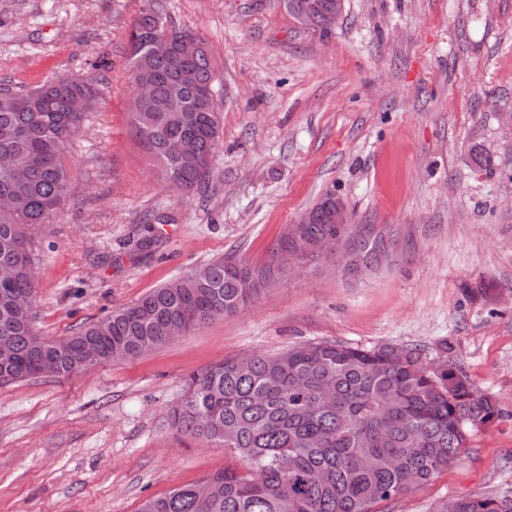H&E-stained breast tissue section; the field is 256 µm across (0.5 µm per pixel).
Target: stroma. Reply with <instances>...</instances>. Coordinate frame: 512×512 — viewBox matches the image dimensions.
Masks as SVG:
<instances>
[{
    "label": "stroma",
    "mask_w": 512,
    "mask_h": 512,
    "mask_svg": "<svg viewBox=\"0 0 512 512\" xmlns=\"http://www.w3.org/2000/svg\"><path fill=\"white\" fill-rule=\"evenodd\" d=\"M139 4L0 0L1 85L54 71L98 93L69 148L70 195L37 238L42 335L94 324L219 257L269 262L328 190L355 223L397 228L399 259L358 283L335 259H309L147 355L0 384V512H138L235 466L170 428L185 377L311 342L420 348L505 412L448 469L375 512L512 495V0H346L324 36L298 30L276 0H163L169 25L217 54L223 137L209 181L186 193L163 184L130 133ZM151 213L172 221L146 225Z\"/></svg>",
    "instance_id": "35a3bbf8"
}]
</instances>
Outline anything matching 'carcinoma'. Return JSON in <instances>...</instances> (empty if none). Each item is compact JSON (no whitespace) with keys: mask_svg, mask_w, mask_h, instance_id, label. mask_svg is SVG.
<instances>
[{"mask_svg":"<svg viewBox=\"0 0 512 512\" xmlns=\"http://www.w3.org/2000/svg\"><path fill=\"white\" fill-rule=\"evenodd\" d=\"M336 0H279L304 30L322 33L321 11ZM160 0H141L129 35L133 81L148 83L149 100L132 99V132L160 168L163 180L186 189L209 180L221 138L212 55L179 53L195 36L167 28ZM170 49L152 48L156 30ZM88 97L90 81L74 74L47 77L24 91L0 86V383L34 376L45 359L53 375L85 370L81 346L101 345L100 363L137 358L209 321L243 308L273 286L279 270L231 257L207 263L205 279L186 276L153 288L133 304L67 336H43L35 325L36 243L26 229L54 222L65 205L59 187L71 180L68 148L86 113L70 101ZM336 193L309 208L308 224H293L280 248L307 255L328 237L348 257L347 272L376 269L387 249L375 224L333 223ZM382 345L360 349L317 342L278 354L229 357L188 376L170 416L171 428L221 446L242 464L143 501L138 512H372L431 480L468 448L472 433L503 417L497 400L478 393L455 364L439 372L421 353ZM331 396L333 404L323 403ZM456 512H512V495L461 498Z\"/></svg>","mask_w":512,"mask_h":512,"instance_id":"cac0c4a2","label":"carcinoma"}]
</instances>
